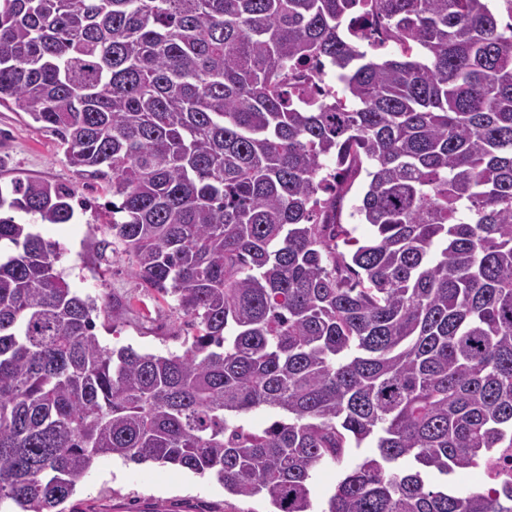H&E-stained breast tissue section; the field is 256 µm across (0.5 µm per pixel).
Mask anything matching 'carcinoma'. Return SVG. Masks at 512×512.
Returning a JSON list of instances; mask_svg holds the SVG:
<instances>
[{
	"mask_svg": "<svg viewBox=\"0 0 512 512\" xmlns=\"http://www.w3.org/2000/svg\"><path fill=\"white\" fill-rule=\"evenodd\" d=\"M310 62L344 92L299 109ZM9 102L114 197L99 257L194 334L102 345L56 243L0 216V512H65L105 456L271 512H314L321 464L323 512H512V482L451 480L512 448V25L489 0H0ZM75 197L18 179L0 210L67 224ZM260 408L282 418L246 426ZM365 183L364 175H361L342 202V222L344 224H352L356 227L355 235L357 237H365L370 233V226L363 224L359 215L355 214L353 217L350 216V214L354 212V207L359 204V198L363 193ZM336 481L335 467L322 466L314 472L312 479L314 510L321 511L326 508L327 499L334 491Z\"/></svg>",
	"mask_w": 512,
	"mask_h": 512,
	"instance_id": "1",
	"label": "carcinoma"
}]
</instances>
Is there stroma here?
<instances>
[{
  "label": "stroma",
  "mask_w": 512,
  "mask_h": 512,
  "mask_svg": "<svg viewBox=\"0 0 512 512\" xmlns=\"http://www.w3.org/2000/svg\"><path fill=\"white\" fill-rule=\"evenodd\" d=\"M37 179L73 187L90 200L71 223L39 224L36 232L59 243L57 264L66 280L97 306L96 333L102 345L130 346L141 352H183L189 328L171 300L142 288L128 256L113 253L98 260L90 247L96 225L105 223L110 199L99 183L81 179L57 136L15 105H0V186L11 180ZM120 320H113V308ZM78 512H269L267 500H242L227 494L215 476H200L153 462L134 464L102 457L78 481L69 500Z\"/></svg>",
  "instance_id": "obj_1"
}]
</instances>
